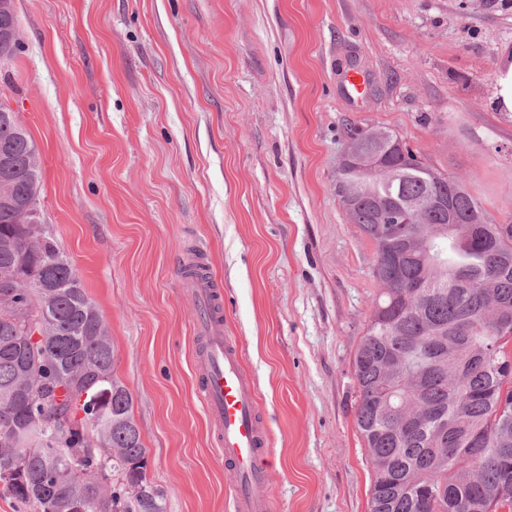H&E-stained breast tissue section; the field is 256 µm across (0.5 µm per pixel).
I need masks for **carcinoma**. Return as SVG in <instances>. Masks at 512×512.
Here are the masks:
<instances>
[{"label":"carcinoma","instance_id":"cac0c4a2","mask_svg":"<svg viewBox=\"0 0 512 512\" xmlns=\"http://www.w3.org/2000/svg\"><path fill=\"white\" fill-rule=\"evenodd\" d=\"M0 0V31H16ZM336 195L375 246L379 292L353 367L356 425L372 471L369 512H512V225L496 224L464 182L383 127L351 138ZM0 465L3 493L36 512H166L147 477L133 399L114 372L108 328L49 228L42 164L17 112H0ZM39 282L41 288L26 284ZM43 321L29 341L9 300ZM39 367L25 394L18 376ZM112 393L99 411L63 387Z\"/></svg>","mask_w":512,"mask_h":512}]
</instances>
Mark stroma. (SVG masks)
I'll return each mask as SVG.
<instances>
[{
	"label": "stroma",
	"instance_id": "stroma-1",
	"mask_svg": "<svg viewBox=\"0 0 512 512\" xmlns=\"http://www.w3.org/2000/svg\"><path fill=\"white\" fill-rule=\"evenodd\" d=\"M0 101L40 203L108 325L166 512H231L196 392L184 259L207 254L271 446V512H368L353 361L378 284L336 163L397 131L512 224V118L493 92L512 0H16ZM366 78L361 105L341 92Z\"/></svg>",
	"mask_w": 512,
	"mask_h": 512
}]
</instances>
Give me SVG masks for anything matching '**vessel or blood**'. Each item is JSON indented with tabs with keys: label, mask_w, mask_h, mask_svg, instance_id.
<instances>
[{
	"label": "vessel or blood",
	"mask_w": 512,
	"mask_h": 512,
	"mask_svg": "<svg viewBox=\"0 0 512 512\" xmlns=\"http://www.w3.org/2000/svg\"><path fill=\"white\" fill-rule=\"evenodd\" d=\"M191 262L198 268L189 282L200 342L196 386L224 460L231 507L233 512H269L271 475L262 462L269 452L268 430L260 419L255 382L244 367L239 340L224 329L222 293L204 254Z\"/></svg>",
	"instance_id": "obj_1"
}]
</instances>
